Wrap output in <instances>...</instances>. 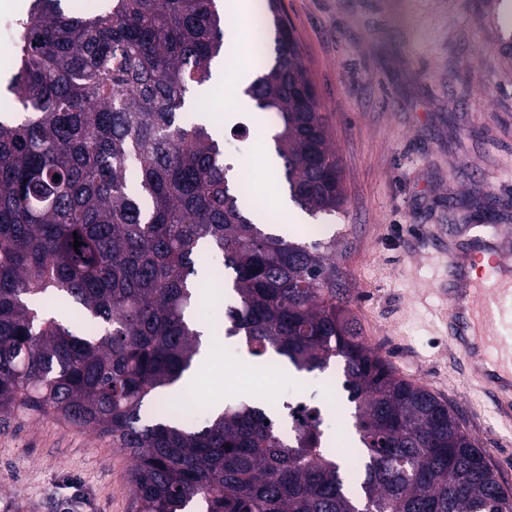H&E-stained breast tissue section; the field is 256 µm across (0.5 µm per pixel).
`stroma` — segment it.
<instances>
[{
  "label": "stroma",
  "mask_w": 512,
  "mask_h": 512,
  "mask_svg": "<svg viewBox=\"0 0 512 512\" xmlns=\"http://www.w3.org/2000/svg\"><path fill=\"white\" fill-rule=\"evenodd\" d=\"M327 119L343 171L345 203L325 224L333 261L350 288L364 342L409 381L458 408L498 480L512 489V420L471 383L448 341L447 247L466 251L512 236V36L506 0H281ZM229 112L221 140L250 210L280 234L305 239L297 206L271 210L249 181L269 117L251 105ZM230 378L205 374L225 403H306L321 412L339 455L352 406L327 396L319 373L255 375L242 346L217 343ZM132 459L109 437L52 415L0 417V512H138Z\"/></svg>",
  "instance_id": "35a3bbf8"
}]
</instances>
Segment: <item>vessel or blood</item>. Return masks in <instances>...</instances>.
Here are the masks:
<instances>
[{
  "label": "vessel or blood",
  "instance_id": "vessel-or-blood-1",
  "mask_svg": "<svg viewBox=\"0 0 512 512\" xmlns=\"http://www.w3.org/2000/svg\"><path fill=\"white\" fill-rule=\"evenodd\" d=\"M492 258L490 283L471 280L468 255L449 252L448 339L463 355L473 379L491 389L498 413L512 416V349L504 332L512 330V246L487 242Z\"/></svg>",
  "mask_w": 512,
  "mask_h": 512
}]
</instances>
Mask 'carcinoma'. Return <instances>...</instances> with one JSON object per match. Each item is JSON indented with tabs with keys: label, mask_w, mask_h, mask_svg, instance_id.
I'll return each mask as SVG.
<instances>
[{
	"label": "carcinoma",
	"mask_w": 512,
	"mask_h": 512,
	"mask_svg": "<svg viewBox=\"0 0 512 512\" xmlns=\"http://www.w3.org/2000/svg\"><path fill=\"white\" fill-rule=\"evenodd\" d=\"M60 2L34 0L15 21L9 89L23 118L0 116V414L112 437L135 461L139 512H512L459 413L358 336L336 235L307 243L258 222L222 143L184 119L224 55L218 0H110L87 18ZM279 4L263 13L274 61L242 93L271 114L288 200L329 216L340 169ZM210 259L227 336L300 372L340 364L356 478L317 407L241 401L202 428L170 410L197 353Z\"/></svg>",
	"instance_id": "cac0c4a2"
}]
</instances>
